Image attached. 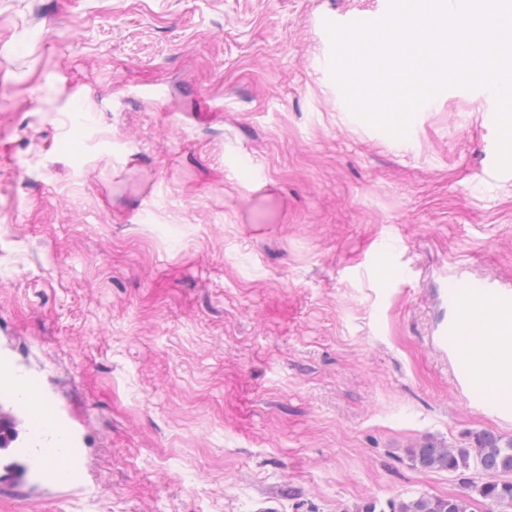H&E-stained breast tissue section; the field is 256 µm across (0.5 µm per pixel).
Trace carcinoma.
I'll return each instance as SVG.
<instances>
[{
	"mask_svg": "<svg viewBox=\"0 0 512 512\" xmlns=\"http://www.w3.org/2000/svg\"><path fill=\"white\" fill-rule=\"evenodd\" d=\"M410 459L413 465L429 471L461 474L475 468L484 479L467 481L464 495H419L394 501L390 512H469L477 496L498 512L512 510V439L485 432L476 437L474 445L461 448L426 441L410 450Z\"/></svg>",
	"mask_w": 512,
	"mask_h": 512,
	"instance_id": "obj_1",
	"label": "carcinoma"
}]
</instances>
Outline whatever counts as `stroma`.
Segmentation results:
<instances>
[{"label":"stroma","mask_w":512,"mask_h":512,"mask_svg":"<svg viewBox=\"0 0 512 512\" xmlns=\"http://www.w3.org/2000/svg\"><path fill=\"white\" fill-rule=\"evenodd\" d=\"M389 3L0 0V360L87 470L0 484V512H356L480 480L409 450L512 438L437 335L444 278L512 285V169L478 87L403 137L347 116L327 26Z\"/></svg>","instance_id":"obj_1"}]
</instances>
